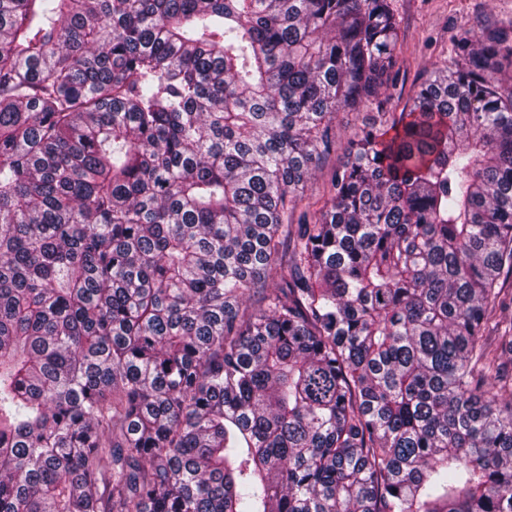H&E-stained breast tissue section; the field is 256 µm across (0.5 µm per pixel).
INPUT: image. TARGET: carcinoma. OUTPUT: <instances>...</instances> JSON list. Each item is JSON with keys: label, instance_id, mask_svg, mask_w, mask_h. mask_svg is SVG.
Instances as JSON below:
<instances>
[{"label": "carcinoma", "instance_id": "carcinoma-1", "mask_svg": "<svg viewBox=\"0 0 512 512\" xmlns=\"http://www.w3.org/2000/svg\"><path fill=\"white\" fill-rule=\"evenodd\" d=\"M398 39L388 0H0V512H512V29L289 222Z\"/></svg>", "mask_w": 512, "mask_h": 512}]
</instances>
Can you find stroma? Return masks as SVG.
Masks as SVG:
<instances>
[{"label":"stroma","mask_w":512,"mask_h":512,"mask_svg":"<svg viewBox=\"0 0 512 512\" xmlns=\"http://www.w3.org/2000/svg\"><path fill=\"white\" fill-rule=\"evenodd\" d=\"M400 24V68L392 75L390 97L382 107L337 113L335 147L324 157L304 191V206L316 211L326 200L328 181L345 159L350 140L371 124L377 111L399 112L409 108L419 86L435 65L452 60V41L462 30L485 25L512 24V0H390Z\"/></svg>","instance_id":"1"}]
</instances>
